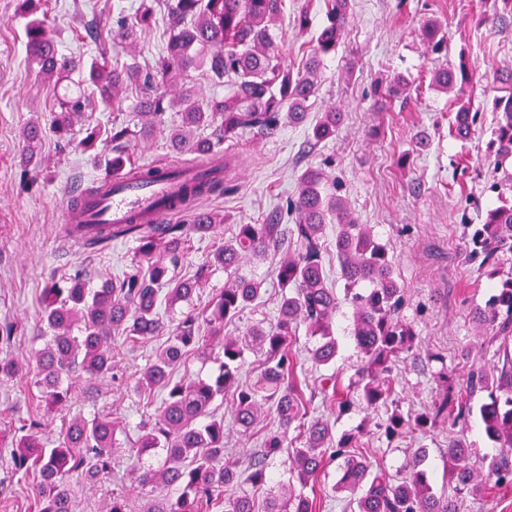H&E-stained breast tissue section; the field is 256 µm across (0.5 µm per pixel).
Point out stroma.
Segmentation results:
<instances>
[{
  "label": "stroma",
  "mask_w": 512,
  "mask_h": 512,
  "mask_svg": "<svg viewBox=\"0 0 512 512\" xmlns=\"http://www.w3.org/2000/svg\"><path fill=\"white\" fill-rule=\"evenodd\" d=\"M113 0H36L35 16L45 18L58 50L66 56L95 55L94 37L110 40L109 58L122 64L153 63L167 43L166 29L157 26L127 43L112 42ZM21 0H0V323L16 324L10 345L0 347V357L33 361L45 345L48 329L41 318V293L47 281L66 280L81 274L88 287L98 288L129 268L140 244L131 238L112 240L105 248L91 250L63 236L61 225L69 195L95 185L105 174V160L112 155L110 132L104 124L110 112L103 106L84 75L75 72L54 82L39 75L27 58L24 45L26 16ZM325 0H285L273 25L275 42L286 66L301 68L313 47L311 32L299 31L295 20L308 11L314 23L325 16ZM491 0H352L343 43L335 57L326 59L318 73L319 90L308 106L318 114L337 106L343 121L333 139L314 144L303 126L281 125L268 138L242 136L232 150L234 177L229 189L200 201L199 210L223 214L206 239L192 241L179 275L191 276L208 259L211 246L231 238L237 225L262 220L277 203L297 193L299 177L309 167L323 168L336 193L344 199L359 223L370 227L393 260L395 276L405 287L402 316L414 325L419 339L406 361L392 372L393 401L402 411L422 412L432 407L443 369L498 364L494 346L471 317L484 304L493 280L467 258L466 227L480 221V214L495 203L490 185L498 171L485 157L493 115L486 111V87L498 68H512V23L484 22ZM438 20L446 49L428 52L421 39L423 24ZM467 57L477 78L466 93L481 120L468 140L450 136L455 110L454 93L430 86L431 71ZM405 76L408 94L384 99L377 85L391 76ZM81 97L91 121H78L75 141L62 147L50 129L54 112L64 97ZM102 129L91 150L79 147L89 122ZM39 124L42 138L34 165L25 163L24 131ZM425 131L430 145L418 150L417 131ZM36 178L21 189L20 176ZM274 257L246 259L240 274L263 280L262 302L249 306L232 324L228 336H244L254 326L265 327L278 316L279 289L272 269ZM353 310L341 305L334 323L338 352L334 362L316 365L309 353L313 338L299 334L291 351L295 371L305 380L314 399L310 414L328 419L335 432L356 430L363 452L374 466L399 476L415 454L425 453V468L435 491H442L448 465V428L441 425L426 436L407 434L387 439L381 424L386 408H356L339 413L324 395V379L335 376L347 386L361 364L352 337ZM166 339L157 336L131 345L114 339L115 378L73 379L69 407L46 412L41 407L34 374L0 376V433L9 434L19 419L35 415L42 422L40 435L54 444L66 422L110 415L126 425L129 440H136L148 417L157 414L159 400H145L135 391L137 379L155 358ZM232 400H224V445L229 453L247 462L262 448V434H242L232 420ZM268 473L275 493H303L320 502L319 512H347V493L334 491L340 478L328 466L317 482L302 486L287 453L269 458ZM73 512H107L113 492H124L130 512H144L160 487L137 486L126 455L114 459L111 473L90 477L81 473L69 480ZM34 496L32 480L19 479L0 460V512H28Z\"/></svg>",
  "instance_id": "35a3bbf8"
}]
</instances>
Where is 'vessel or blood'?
<instances>
[{"instance_id": "1", "label": "vessel or blood", "mask_w": 512, "mask_h": 512, "mask_svg": "<svg viewBox=\"0 0 512 512\" xmlns=\"http://www.w3.org/2000/svg\"><path fill=\"white\" fill-rule=\"evenodd\" d=\"M176 189L174 181L164 178L141 182L131 173L113 176L101 190L83 193L78 207L66 210L69 224H164L177 215L167 198Z\"/></svg>"}]
</instances>
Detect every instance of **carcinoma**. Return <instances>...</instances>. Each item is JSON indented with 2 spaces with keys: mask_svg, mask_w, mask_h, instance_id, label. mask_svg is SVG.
I'll list each match as a JSON object with an SVG mask.
<instances>
[{
  "mask_svg": "<svg viewBox=\"0 0 512 512\" xmlns=\"http://www.w3.org/2000/svg\"><path fill=\"white\" fill-rule=\"evenodd\" d=\"M149 0H139L118 11L115 34L125 40L156 23V11ZM284 0H173L163 16L169 40L155 65L137 62L109 66L105 57L92 59L89 79L97 86L101 104L112 112L123 110L117 90L130 83L138 89L136 108L145 117L143 127L132 130L112 119V157L108 169L121 170L126 164V147L137 138H150L166 124V112L176 108L181 128L168 130L166 142L176 154L201 158L212 155L245 134L264 137L275 133L282 110L288 122H306L309 100L318 91L317 71L324 57L336 53L349 19L350 0H328L325 20L315 37L316 45L302 68L290 70L279 57L272 24ZM26 52L47 78H61L84 64L59 54L48 35L45 21L32 19L25 27ZM422 40L433 51L441 48L440 27L430 19L423 26ZM206 69L211 80L224 86V96L199 102V92L190 71ZM472 75L465 56L437 69L431 83L444 92H457L458 109L450 125L457 140L468 139L479 119V110L465 100V86ZM495 121L487 143L488 161L499 168L512 159V69L498 70L490 87ZM53 126L59 137L71 134L73 121L82 115L84 101L76 98L59 104ZM342 121L339 108H332L316 120L312 139L326 141L336 136ZM499 205L486 212L483 223L475 225L469 239V261L492 279H498L494 293L475 308L473 319L483 333L499 340L498 351L506 364L490 372L470 368L461 383L446 389L430 413L406 414L394 407L381 424L391 438L402 433L426 435L437 420L451 426L465 423L471 402L479 393L488 401L480 406V418L487 437L502 452L475 465V449L459 439L448 441V483L452 494L434 493L423 459L416 456L399 479L375 471L359 453L358 436L345 433L335 437L330 421L308 416L312 398L295 373L289 345L300 327L315 338L310 349L312 361L328 365L336 358L337 342L333 319L340 301L354 310L353 336L364 355L358 372L357 390L368 408L392 401V367L414 346L417 333L400 316L404 285L394 277V261L387 247L357 222L347 203L325 189V173L315 167L304 171L295 197L258 224H239L235 235L210 251L209 263L198 267L189 278L171 273L184 256L191 239H203L214 224L224 223L219 213H204L191 224L104 225L94 235H83L84 224L64 227L65 236L86 246H103L114 238L134 237L142 242L148 265L131 266L103 288L88 295L80 275L69 278L61 288L51 281L44 288L42 316L52 332L49 342L35 357V383L47 408L61 407L70 399L62 380L81 371L93 376L113 375L112 333L123 332L128 343H137L165 331L159 309L191 297L209 265L233 271L245 256L264 258L282 253L276 267L281 288L278 316L268 327H256L244 338L224 335V325L239 318L250 304L265 293L262 283L233 277L208 305L205 318L184 316L171 330L156 360L143 369L137 390L161 397L154 422L129 448L139 458L155 448L166 452L163 466L133 468L134 481L142 486L164 484L174 494L146 507V512H316V503L299 493L280 498L265 489L267 474L263 461L286 447L288 433L296 432L299 447L292 449L293 469L300 482L317 480L325 466L339 460L342 477L338 490L353 496L355 512H459L464 496L478 492L489 483H512V270L500 268V256L512 252V172L491 185ZM224 193V180L212 179L184 187L179 202L197 196ZM293 227H288V223ZM338 227L335 251L344 280V297L328 283L324 246L327 225ZM211 327V336L221 339L217 371L203 379H186L177 371L186 356L203 346L200 321ZM80 335H73V331ZM264 351L265 366L253 383L241 381L244 347ZM332 400L340 411L351 409L348 393L337 390L336 378L328 379ZM232 395L233 421L244 433L253 432L265 409H270L278 430L268 432L262 442L261 458L245 469L224 454V416L215 402ZM40 419L32 416L19 422L9 446L0 442V456L10 458L14 474L36 478L34 505L37 512H72L67 478L74 473H107L118 442L122 422L95 416L73 418L54 447L48 448L39 435ZM238 480L263 494V508L254 496L224 497V486Z\"/></svg>",
  "mask_w": 512,
  "mask_h": 512,
  "instance_id": "obj_1",
  "label": "carcinoma"
}]
</instances>
